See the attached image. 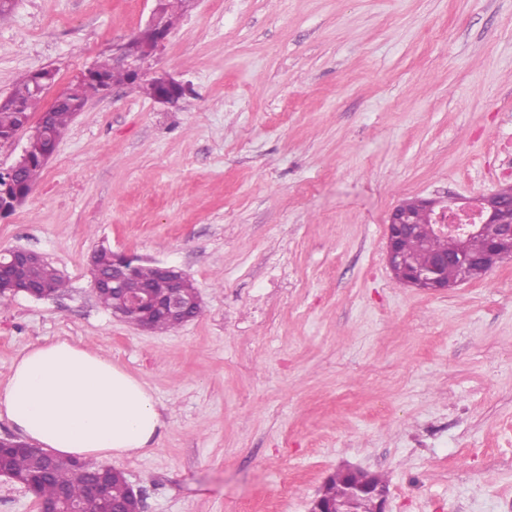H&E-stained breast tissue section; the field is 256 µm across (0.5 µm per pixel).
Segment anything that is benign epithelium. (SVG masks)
Listing matches in <instances>:
<instances>
[{
	"instance_id": "7a95c632",
	"label": "benign epithelium",
	"mask_w": 512,
	"mask_h": 512,
	"mask_svg": "<svg viewBox=\"0 0 512 512\" xmlns=\"http://www.w3.org/2000/svg\"><path fill=\"white\" fill-rule=\"evenodd\" d=\"M151 27L156 30L155 46L141 50L134 49L127 43L115 48L112 64L123 68L135 80L141 81L146 75L145 64L158 50L168 30L163 26L159 9H154ZM153 84V100L160 103H175L185 94V87L161 74L150 78ZM45 117H40L36 125L30 129L27 142L21 154L12 166L3 172L7 181L11 182L21 176L22 168L32 152L45 147L43 160L47 161L54 154L59 139L46 134L44 126ZM422 207L429 213L433 228L447 220L448 216L456 210L460 203L457 197L440 199H420ZM483 220L471 226L470 231L458 237L457 250L452 253L435 255L425 266H413L406 262L401 249V240L409 235L419 232V228L408 219L400 208L395 207L388 216L386 227V263L389 268L398 267L405 276V284L419 290L442 294L448 290L444 281V272L449 266L455 265L465 270L469 267L479 266L491 271L506 260H512V194H505L502 190L483 195L478 200ZM472 236H479L486 242L485 249L479 254H473L468 249V241ZM40 255L26 249L12 248L0 250V268H8L13 272V294H23L37 298L48 296L46 292L36 291V285L26 276L29 265L39 259ZM138 266V258L117 253L112 262V278L102 279L93 284L94 290L112 286V291L121 296L127 315L124 320L140 325L138 315L149 316L154 312H162L170 318L184 324L196 318L201 312V298L198 291L190 293L183 291L187 276L180 270L165 264H155L158 273L167 281L168 292L164 295L153 294L145 289L132 290L127 283L133 278ZM28 444L12 440L0 439V478L6 477L19 484L27 492L34 495L37 512H120L112 507L108 501V484L115 469L103 466L95 478L85 483L82 499L73 501L68 492L62 490L53 500H42L35 496L34 485L29 479L14 475L7 467V453L14 448H26ZM375 497L378 506L374 512H386L387 490L372 484H352L346 488L343 496L332 505L323 504L320 498L310 503L308 512H366L363 504L368 498Z\"/></svg>"
}]
</instances>
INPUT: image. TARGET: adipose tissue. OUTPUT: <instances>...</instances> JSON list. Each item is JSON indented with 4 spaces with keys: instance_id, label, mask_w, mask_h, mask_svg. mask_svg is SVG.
Instances as JSON below:
<instances>
[{
    "instance_id": "1",
    "label": "adipose tissue",
    "mask_w": 512,
    "mask_h": 512,
    "mask_svg": "<svg viewBox=\"0 0 512 512\" xmlns=\"http://www.w3.org/2000/svg\"><path fill=\"white\" fill-rule=\"evenodd\" d=\"M55 454L122 458L154 447L164 421L146 383L65 340L22 353L0 390V417Z\"/></svg>"
}]
</instances>
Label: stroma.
I'll return each mask as SVG.
<instances>
[{"label": "stroma", "mask_w": 512, "mask_h": 512, "mask_svg": "<svg viewBox=\"0 0 512 512\" xmlns=\"http://www.w3.org/2000/svg\"><path fill=\"white\" fill-rule=\"evenodd\" d=\"M154 0H14L0 102L37 108L148 25ZM150 68L188 88L91 97L0 249L60 296L0 298V388L46 340L148 384L156 447L113 460L141 512H308L346 467L388 512H512V260L431 294L384 258L407 198L512 185V0H185ZM184 270L203 300L166 333L115 319L98 245ZM32 277L37 282H43L50 286L53 295L63 293L65 281L59 271L45 260H39L32 268Z\"/></svg>", "instance_id": "obj_1"}]
</instances>
